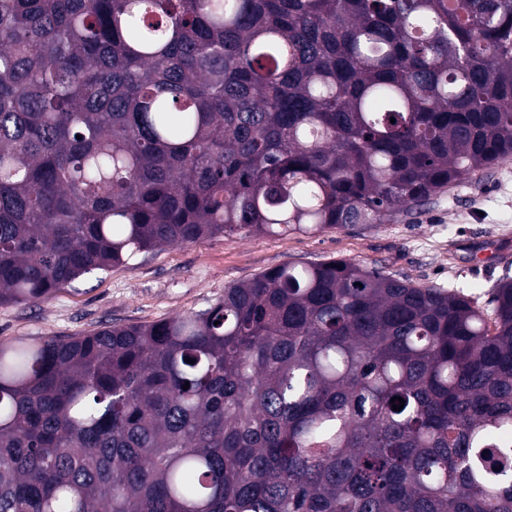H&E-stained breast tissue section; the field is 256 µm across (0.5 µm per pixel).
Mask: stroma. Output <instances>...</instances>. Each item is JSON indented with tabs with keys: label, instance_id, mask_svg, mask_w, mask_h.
I'll return each mask as SVG.
<instances>
[{
	"label": "stroma",
	"instance_id": "1",
	"mask_svg": "<svg viewBox=\"0 0 512 512\" xmlns=\"http://www.w3.org/2000/svg\"><path fill=\"white\" fill-rule=\"evenodd\" d=\"M334 257L486 300L493 282L512 273V160L381 224L317 235L216 236L139 255L81 277L47 301L0 305V338L76 336L198 312L264 271Z\"/></svg>",
	"mask_w": 512,
	"mask_h": 512
}]
</instances>
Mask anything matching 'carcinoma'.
<instances>
[{
	"instance_id": "cac0c4a2",
	"label": "carcinoma",
	"mask_w": 512,
	"mask_h": 512,
	"mask_svg": "<svg viewBox=\"0 0 512 512\" xmlns=\"http://www.w3.org/2000/svg\"><path fill=\"white\" fill-rule=\"evenodd\" d=\"M510 159L512 0H0V305ZM489 294L329 258L1 340L0 512H512V279Z\"/></svg>"
}]
</instances>
